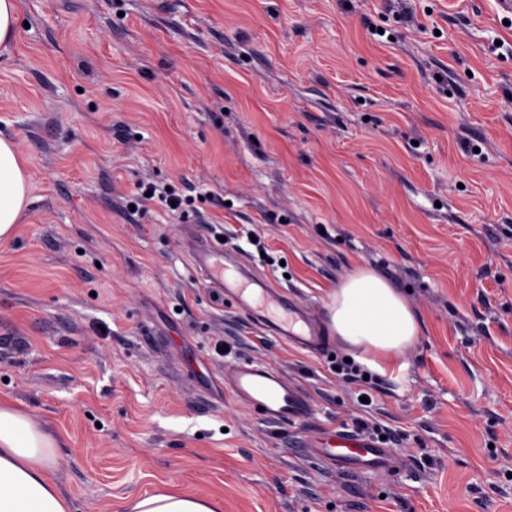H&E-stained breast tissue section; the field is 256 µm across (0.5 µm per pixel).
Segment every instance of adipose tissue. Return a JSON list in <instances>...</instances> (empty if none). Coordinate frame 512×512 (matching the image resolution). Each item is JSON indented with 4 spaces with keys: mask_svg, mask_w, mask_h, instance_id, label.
Instances as JSON below:
<instances>
[{
    "mask_svg": "<svg viewBox=\"0 0 512 512\" xmlns=\"http://www.w3.org/2000/svg\"><path fill=\"white\" fill-rule=\"evenodd\" d=\"M18 148L0 137V241L9 239L28 201ZM329 328L345 344L385 362L398 359L420 331L406 300L371 270L358 269L332 288ZM58 439L40 422L0 403V512H70L53 474ZM131 512H220L211 499L174 489L135 501Z\"/></svg>",
    "mask_w": 512,
    "mask_h": 512,
    "instance_id": "adipose-tissue-1",
    "label": "adipose tissue"
}]
</instances>
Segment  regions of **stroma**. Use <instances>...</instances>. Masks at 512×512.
I'll return each mask as SVG.
<instances>
[{
	"instance_id": "1",
	"label": "stroma",
	"mask_w": 512,
	"mask_h": 512,
	"mask_svg": "<svg viewBox=\"0 0 512 512\" xmlns=\"http://www.w3.org/2000/svg\"><path fill=\"white\" fill-rule=\"evenodd\" d=\"M506 17L498 0H19L0 136L30 190L0 242V401L58 436L70 512L163 488L221 512H512ZM145 178L192 199L188 220L131 210ZM186 222L322 316L360 267L404 293L420 334L372 404L333 372L359 350L290 348L207 288ZM242 357L300 384L312 419L237 407L223 374ZM360 420L395 477L312 455Z\"/></svg>"
}]
</instances>
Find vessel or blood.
<instances>
[{"label": "vessel or blood", "instance_id": "b4317fda", "mask_svg": "<svg viewBox=\"0 0 512 512\" xmlns=\"http://www.w3.org/2000/svg\"><path fill=\"white\" fill-rule=\"evenodd\" d=\"M199 231L187 229L192 242L194 266L205 274L211 287L221 289L225 298L244 309L274 338L310 353L324 354L332 343L322 318L308 307L288 303L270 282L240 281L224 267V248L213 242L199 243ZM224 392L234 402L271 424L307 422L314 414L312 399L278 369L261 361L240 358L224 366ZM315 454L331 467L343 470L362 466L390 469V448L349 431L328 433L314 446Z\"/></svg>", "mask_w": 512, "mask_h": 512}]
</instances>
